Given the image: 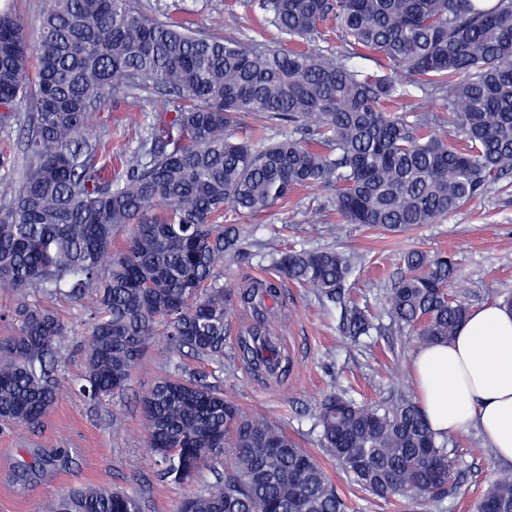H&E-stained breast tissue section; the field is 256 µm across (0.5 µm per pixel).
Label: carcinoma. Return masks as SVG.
I'll return each instance as SVG.
<instances>
[{
	"instance_id": "obj_1",
	"label": "carcinoma",
	"mask_w": 512,
	"mask_h": 512,
	"mask_svg": "<svg viewBox=\"0 0 512 512\" xmlns=\"http://www.w3.org/2000/svg\"><path fill=\"white\" fill-rule=\"evenodd\" d=\"M30 43L16 16L0 12V127L23 131V173L0 202V430L35 428L66 394L92 401L128 390L133 368L163 327L178 354L224 363L228 317L252 322L238 356L263 375L290 361L270 335L285 319L286 279L330 302L353 274L333 250L278 252L281 279L224 290V266L241 250L235 224L284 204L298 187L333 191L346 224L403 232L436 224L512 174V0H256L264 21L288 37L282 50L219 30L161 21L135 0H45ZM336 22L349 55L309 44ZM365 51L379 71L352 63ZM416 88L448 102L451 127L427 112L385 105ZM169 95L161 116L124 155L123 175L99 162L105 143L86 136L93 115L136 91ZM248 116L288 134L265 142ZM131 233L114 247L113 231ZM387 312L417 344L456 336L467 304L451 293L456 266L444 252L410 251ZM89 302L80 377L60 373L68 326L42 299ZM346 336L370 335L361 309L344 310ZM155 478L188 484L204 465L212 479L180 512H346L314 453L261 413H248L175 365L140 398ZM314 427L323 450L377 499L439 501L456 481L448 440L434 433L415 397L357 403L344 389L324 396ZM27 480L61 458L31 453ZM231 470H224V460ZM141 497L88 486L44 502L42 512H144ZM474 512H512V474L496 477Z\"/></svg>"
}]
</instances>
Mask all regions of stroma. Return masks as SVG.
Listing matches in <instances>:
<instances>
[{"instance_id": "35a3bbf8", "label": "stroma", "mask_w": 512, "mask_h": 512, "mask_svg": "<svg viewBox=\"0 0 512 512\" xmlns=\"http://www.w3.org/2000/svg\"><path fill=\"white\" fill-rule=\"evenodd\" d=\"M226 0H140L143 11L160 20L174 19L196 30L208 16L223 12ZM119 108L139 112L142 126L127 129L105 113L92 119L94 135L112 142L113 156L137 148L146 136L160 103L157 95L141 93L120 100ZM330 193L318 187L302 188L287 204L240 218L247 234L238 259L224 269L225 288L236 289L255 278L276 276L273 260L279 250H336L353 256L357 270L344 290L345 301L368 310L375 327L359 343L346 339L340 306L323 301L314 292L286 284L283 296L287 320L273 327L290 356L287 375H254L243 363L233 362L237 332L250 320L236 311L224 345L227 365L183 359L163 337H156L134 369L123 398L96 404L74 393L50 412L40 431L19 427L0 433V512H41L43 500L68 489L109 484L142 497L145 512H178L183 498L210 480L202 469L192 485L156 481L146 450V434L138 399L164 372L180 362L204 372L209 383L224 389L248 411L263 413L281 423L290 436L316 445L314 414L327 393L341 387L357 401L381 404L393 394H415L411 364L418 351L384 311L385 297L400 276L399 258L409 250L445 251L456 262L454 285L468 307L512 298V177L465 203L436 224H425L395 235H382L349 224L337 232L339 219L328 205ZM120 424H113V415ZM35 448L60 450L66 467L32 481L18 479L22 463ZM457 475L455 489L428 510L401 497L384 502L352 485L331 459L322 464L347 504V512H470L487 483L500 475L491 448L472 429L452 434L448 444Z\"/></svg>"}]
</instances>
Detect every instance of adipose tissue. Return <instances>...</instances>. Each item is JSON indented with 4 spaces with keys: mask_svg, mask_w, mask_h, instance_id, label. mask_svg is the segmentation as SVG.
Returning <instances> with one entry per match:
<instances>
[{
    "mask_svg": "<svg viewBox=\"0 0 512 512\" xmlns=\"http://www.w3.org/2000/svg\"><path fill=\"white\" fill-rule=\"evenodd\" d=\"M412 376L435 433L476 430L497 463L512 469V310L469 311L455 338L420 350Z\"/></svg>",
    "mask_w": 512,
    "mask_h": 512,
    "instance_id": "obj_1",
    "label": "adipose tissue"
}]
</instances>
